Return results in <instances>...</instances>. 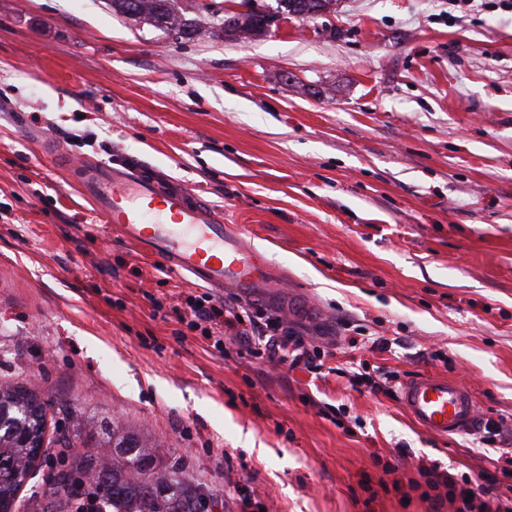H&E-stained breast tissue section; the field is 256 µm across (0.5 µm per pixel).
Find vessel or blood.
<instances>
[{"instance_id":"vessel-or-blood-1","label":"vessel or blood","mask_w":512,"mask_h":512,"mask_svg":"<svg viewBox=\"0 0 512 512\" xmlns=\"http://www.w3.org/2000/svg\"><path fill=\"white\" fill-rule=\"evenodd\" d=\"M78 181L119 240L161 259L174 272L248 298L278 301L286 293L281 275L239 226L217 221L210 206L187 187L97 163L81 166ZM400 400L413 422L437 437L471 430L478 416L471 393L439 376L409 378Z\"/></svg>"}]
</instances>
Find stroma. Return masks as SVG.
<instances>
[{
	"instance_id": "stroma-1",
	"label": "stroma",
	"mask_w": 512,
	"mask_h": 512,
	"mask_svg": "<svg viewBox=\"0 0 512 512\" xmlns=\"http://www.w3.org/2000/svg\"><path fill=\"white\" fill-rule=\"evenodd\" d=\"M178 7L203 36L109 0H0V382L119 418L218 496L207 512L243 487L265 512H432L420 465L495 473L500 447L432 437L348 374L445 376L512 426V9L338 0L237 39L240 0ZM61 157L156 173L241 225L331 374L179 335L173 305L206 286L115 240ZM341 322L363 348L335 346Z\"/></svg>"
}]
</instances>
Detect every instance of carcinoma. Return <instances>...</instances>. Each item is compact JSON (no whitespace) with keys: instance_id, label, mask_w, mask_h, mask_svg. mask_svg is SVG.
Wrapping results in <instances>:
<instances>
[{"instance_id":"1","label":"carcinoma","mask_w":512,"mask_h":512,"mask_svg":"<svg viewBox=\"0 0 512 512\" xmlns=\"http://www.w3.org/2000/svg\"><path fill=\"white\" fill-rule=\"evenodd\" d=\"M112 8L135 21H148L190 39L196 30L175 14V0H109ZM285 13L312 16L331 9L336 0H279ZM266 29V14L249 9L224 18V34L235 37ZM50 403L27 383H0V501L12 504L33 470L45 432L43 416ZM59 411L72 423L69 437L87 435L98 442L97 452L79 456L61 454L58 466L47 480L42 498L35 501L41 512H70L72 500L83 488V478L92 474V488L108 512H200L199 487L180 463L156 472L148 446L126 435L115 420L104 418L81 429L76 410L60 405ZM112 445L111 465L104 467L106 445Z\"/></svg>"}]
</instances>
